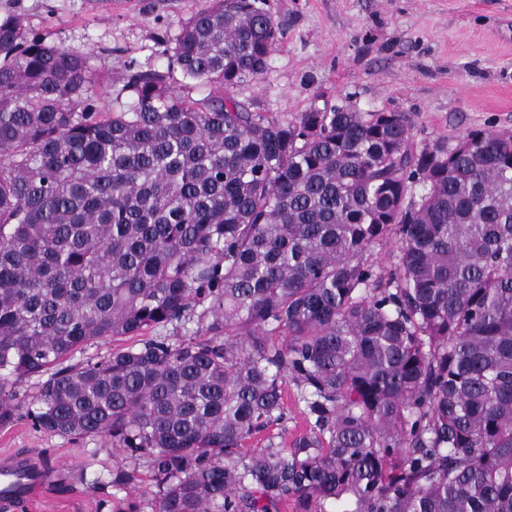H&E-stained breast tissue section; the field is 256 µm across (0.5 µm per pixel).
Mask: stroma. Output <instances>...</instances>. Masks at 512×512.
<instances>
[{"mask_svg":"<svg viewBox=\"0 0 512 512\" xmlns=\"http://www.w3.org/2000/svg\"><path fill=\"white\" fill-rule=\"evenodd\" d=\"M283 40L266 73L239 98L287 118L323 95L362 112H402L415 147L455 142L474 129L512 130V0H266ZM201 0H0L32 35L82 50L100 75L101 111L127 105L134 72L167 70L165 43ZM285 415L255 432L245 453L289 448L309 428L293 381ZM25 455L48 474L17 512H118L112 480L128 463L101 436L71 439L22 418L0 428V455Z\"/></svg>","mask_w":512,"mask_h":512,"instance_id":"stroma-1","label":"stroma"}]
</instances>
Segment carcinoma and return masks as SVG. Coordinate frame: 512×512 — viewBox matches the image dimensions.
Wrapping results in <instances>:
<instances>
[{
  "label": "carcinoma",
  "mask_w": 512,
  "mask_h": 512,
  "mask_svg": "<svg viewBox=\"0 0 512 512\" xmlns=\"http://www.w3.org/2000/svg\"><path fill=\"white\" fill-rule=\"evenodd\" d=\"M282 37L202 0L101 112L87 54L0 16V427L109 438L151 474L128 512H512V132L256 111ZM288 377L309 431L242 455ZM136 339L137 338L122 337L120 340H100L91 346L83 347L74 351L69 363L78 364L89 358L107 356L112 353V350L128 346Z\"/></svg>",
  "instance_id": "cac0c4a2"
}]
</instances>
